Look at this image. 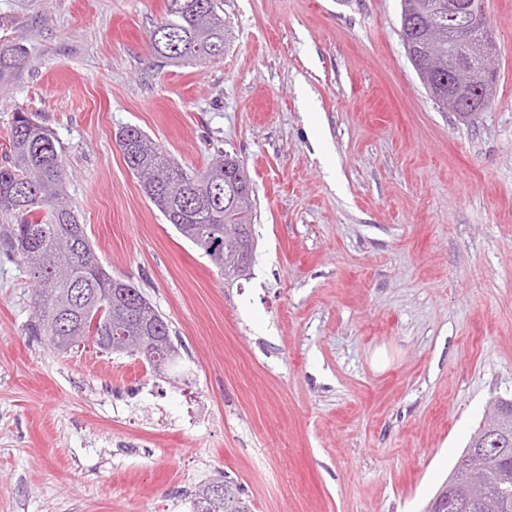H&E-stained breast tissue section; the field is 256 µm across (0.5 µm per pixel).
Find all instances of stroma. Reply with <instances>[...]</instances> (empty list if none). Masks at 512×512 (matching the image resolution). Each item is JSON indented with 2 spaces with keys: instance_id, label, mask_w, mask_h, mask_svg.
<instances>
[{
  "instance_id": "stroma-1",
  "label": "stroma",
  "mask_w": 512,
  "mask_h": 512,
  "mask_svg": "<svg viewBox=\"0 0 512 512\" xmlns=\"http://www.w3.org/2000/svg\"><path fill=\"white\" fill-rule=\"evenodd\" d=\"M166 0H0V84L65 148L68 205L105 271L167 318L180 368L28 335L0 254V512H194L229 478L249 512H428L493 397L512 399V0H485L490 108H439L400 0H224L223 58H159ZM184 169L215 150L255 195L248 276L167 224L115 145ZM159 413H143L147 390ZM30 65L28 51L20 45H7L0 48V82L10 74Z\"/></svg>"
}]
</instances>
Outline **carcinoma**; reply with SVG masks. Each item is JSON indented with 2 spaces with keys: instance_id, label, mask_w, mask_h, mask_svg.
Segmentation results:
<instances>
[{
  "instance_id": "1",
  "label": "carcinoma",
  "mask_w": 512,
  "mask_h": 512,
  "mask_svg": "<svg viewBox=\"0 0 512 512\" xmlns=\"http://www.w3.org/2000/svg\"><path fill=\"white\" fill-rule=\"evenodd\" d=\"M401 38L417 74L434 100L444 109L456 110L448 94V0H402ZM158 57L176 65L224 58L226 28L224 0H167L165 17L150 32ZM30 65L28 51L20 45L0 48V81ZM127 167L140 179L144 193L198 249L210 238L224 250V263L239 261L237 247L254 246L252 193L237 191L248 182L237 160L217 151L201 173L188 172L143 131L122 128ZM7 164L0 166V252L21 265L34 288L35 336L47 337L62 349L65 325L82 316V335L95 344L123 328L131 336H156L170 358L151 368L157 372L176 361L175 347L166 318L142 298V307L130 317L125 305L114 299L112 279L101 265L83 225L65 200L63 148L53 131L20 109L12 115ZM502 438L499 452L487 459L483 471L468 476L470 456L483 448L487 436ZM470 481L481 494L455 512H512V400L490 403L454 467L448 482L431 503L448 499L456 484ZM223 494H211V485L198 492L196 512H245L238 487L220 482Z\"/></svg>"
}]
</instances>
